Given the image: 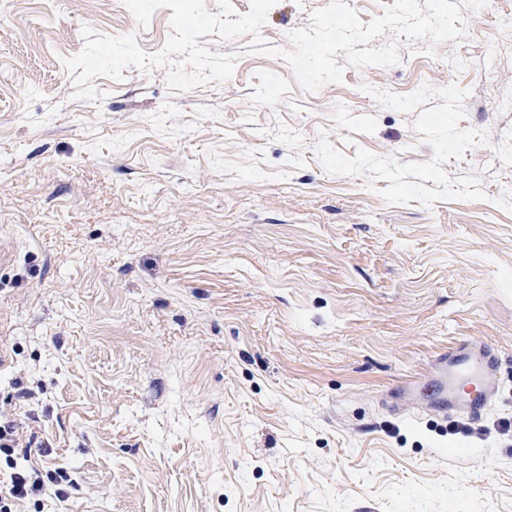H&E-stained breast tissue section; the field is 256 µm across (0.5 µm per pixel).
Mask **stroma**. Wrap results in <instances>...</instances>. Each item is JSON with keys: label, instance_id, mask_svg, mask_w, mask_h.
<instances>
[{"label": "stroma", "instance_id": "stroma-1", "mask_svg": "<svg viewBox=\"0 0 512 512\" xmlns=\"http://www.w3.org/2000/svg\"><path fill=\"white\" fill-rule=\"evenodd\" d=\"M170 14L0 0V409L76 480L21 512H512V0L312 93L212 34L228 80L75 99L83 27L154 53ZM469 337L509 379L484 434L378 410Z\"/></svg>", "mask_w": 512, "mask_h": 512}]
</instances>
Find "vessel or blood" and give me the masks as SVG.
<instances>
[{
	"instance_id": "1",
	"label": "vessel or blood",
	"mask_w": 512,
	"mask_h": 512,
	"mask_svg": "<svg viewBox=\"0 0 512 512\" xmlns=\"http://www.w3.org/2000/svg\"><path fill=\"white\" fill-rule=\"evenodd\" d=\"M504 391L498 351L467 339L438 354L428 371L376 401L388 415L470 424L488 417Z\"/></svg>"
}]
</instances>
